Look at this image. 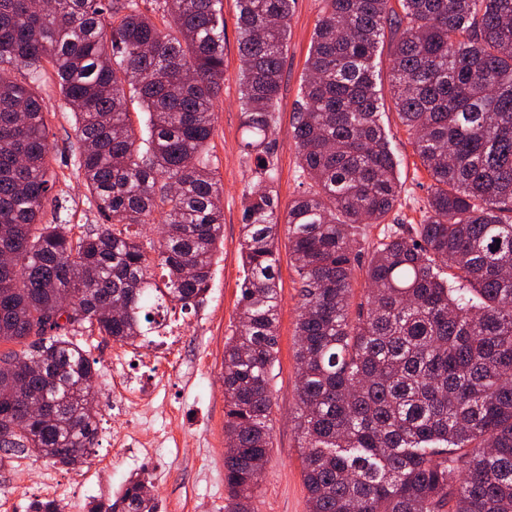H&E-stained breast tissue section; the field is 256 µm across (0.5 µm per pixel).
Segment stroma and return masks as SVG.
Instances as JSON below:
<instances>
[{
    "label": "stroma",
    "mask_w": 512,
    "mask_h": 512,
    "mask_svg": "<svg viewBox=\"0 0 512 512\" xmlns=\"http://www.w3.org/2000/svg\"><path fill=\"white\" fill-rule=\"evenodd\" d=\"M321 6V0H296L290 21L273 145L274 188L283 208L305 189L292 121ZM237 27L236 0H224V87L215 103L209 145L223 188L224 241L207 301L199 309L163 317V338L158 342L131 346L96 334L80 336L81 346L97 361L95 407L100 429L96 445L87 463L75 469L31 454L6 460L0 466V497L10 499L12 512H26L31 500L50 495L63 500L70 512H83L89 501L116 497L126 480L141 472L148 473L163 512H227L229 508L224 488V343L238 324L242 212L245 197L256 184L241 146ZM34 87L46 106L53 144L49 168L58 176L54 192L62 203L60 216L77 224L79 230L97 229L102 219L89 202L71 155L74 115L52 75L43 76ZM375 91L389 147L398 162L401 194L383 223L360 225L357 238L366 259L396 225L419 223L432 184L395 113L386 47L375 61ZM278 249L281 302L279 351L273 369V448L254 492L252 509L307 512L302 450L294 421L299 385L295 358L299 284L287 236L279 237ZM117 372L132 387L154 386V404L138 408L114 401L112 378ZM116 453L121 462L114 467L110 459Z\"/></svg>",
    "instance_id": "stroma-1"
}]
</instances>
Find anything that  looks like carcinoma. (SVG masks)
<instances>
[{
    "label": "carcinoma",
    "instance_id": "carcinoma-1",
    "mask_svg": "<svg viewBox=\"0 0 512 512\" xmlns=\"http://www.w3.org/2000/svg\"><path fill=\"white\" fill-rule=\"evenodd\" d=\"M295 0H237L246 195L239 324L224 344V487L250 501L272 448L279 253L300 282L296 430L308 512H512V0H322L294 113L309 190L280 211L275 106ZM390 44L396 114L433 184L421 224L360 262L355 229L401 193L373 57ZM51 66L76 119L71 152L105 219L47 224L45 106L0 71V465L75 468L95 445L97 361L160 309L198 308L224 238L208 152L224 85L223 0H0V63ZM138 101L145 129L129 104ZM161 269V280L155 270ZM365 272L351 313L352 281ZM119 306L115 318L106 309ZM89 512H160L148 478ZM28 512H65L35 499Z\"/></svg>",
    "mask_w": 512,
    "mask_h": 512
}]
</instances>
